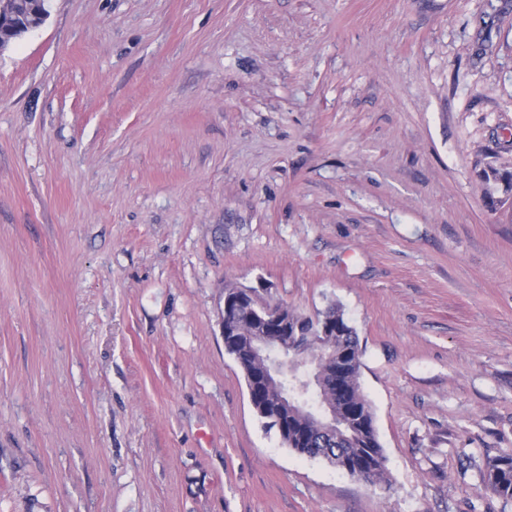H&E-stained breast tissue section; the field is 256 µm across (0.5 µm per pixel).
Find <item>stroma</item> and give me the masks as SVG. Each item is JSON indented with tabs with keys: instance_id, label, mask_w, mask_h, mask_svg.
Returning <instances> with one entry per match:
<instances>
[{
	"instance_id": "stroma-1",
	"label": "stroma",
	"mask_w": 512,
	"mask_h": 512,
	"mask_svg": "<svg viewBox=\"0 0 512 512\" xmlns=\"http://www.w3.org/2000/svg\"><path fill=\"white\" fill-rule=\"evenodd\" d=\"M512 0H48L0 52V512H512ZM342 308L386 457L298 454L225 285ZM480 477L496 494L512 499V455L488 458L480 471Z\"/></svg>"
}]
</instances>
